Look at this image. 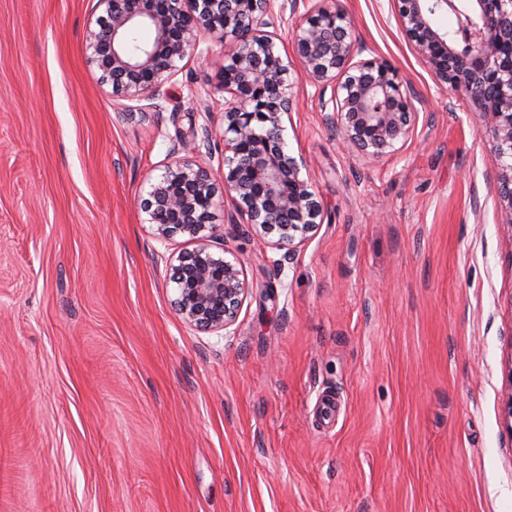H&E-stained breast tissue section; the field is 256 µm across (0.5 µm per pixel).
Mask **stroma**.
Here are the masks:
<instances>
[{
  "label": "stroma",
  "instance_id": "1",
  "mask_svg": "<svg viewBox=\"0 0 512 512\" xmlns=\"http://www.w3.org/2000/svg\"><path fill=\"white\" fill-rule=\"evenodd\" d=\"M339 2L416 96L414 133L375 162L344 149L293 68L287 151L324 222L287 262L224 225L249 294L203 334L171 306L167 259L193 243L158 241L142 201L191 112L221 178L231 44L128 117L87 59L99 0H0V512H512L491 145L391 0Z\"/></svg>",
  "mask_w": 512,
  "mask_h": 512
}]
</instances>
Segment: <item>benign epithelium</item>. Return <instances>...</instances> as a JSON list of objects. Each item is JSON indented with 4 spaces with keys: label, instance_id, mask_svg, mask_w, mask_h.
Masks as SVG:
<instances>
[{
    "label": "benign epithelium",
    "instance_id": "obj_1",
    "mask_svg": "<svg viewBox=\"0 0 512 512\" xmlns=\"http://www.w3.org/2000/svg\"><path fill=\"white\" fill-rule=\"evenodd\" d=\"M105 15L89 34L90 64L112 94L139 107L159 110L165 84L178 63L210 38L231 42L234 51L217 65L224 92V174L211 178L197 141L211 129L189 116L191 157L170 149V162L150 183L143 209L158 237L189 236L196 247L177 257L174 308L187 324L205 332L232 326L249 288L242 265L211 251L226 224H246L256 234L275 233L271 248L289 256L318 233L323 204L303 175L305 162L285 150L282 117L293 108L290 69L299 62L319 91L326 124L347 149L371 160L413 133L416 97L399 70L377 58L352 36L353 21L341 7L312 0H100ZM306 10L298 14L299 4ZM462 7L471 20L443 31L435 16ZM394 17L431 69L437 84L470 100L481 132L497 161L501 216L512 228V0H393ZM293 54L282 56L279 30L285 15ZM136 28L150 33L134 45ZM330 98H325L326 91ZM501 418L512 437V359L508 361Z\"/></svg>",
    "mask_w": 512,
    "mask_h": 512
}]
</instances>
